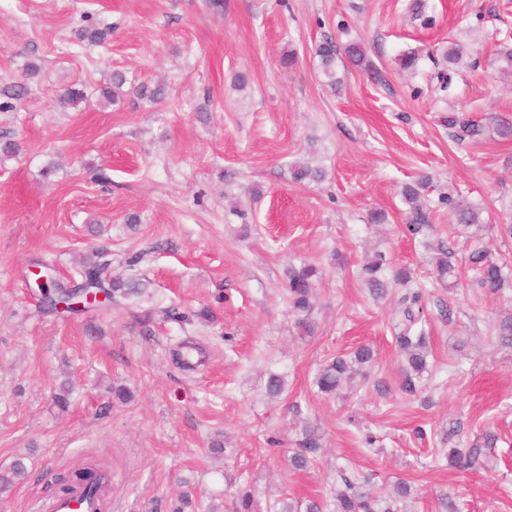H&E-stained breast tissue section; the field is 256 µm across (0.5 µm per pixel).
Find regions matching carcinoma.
Here are the masks:
<instances>
[{"instance_id":"cac0c4a2","label":"carcinoma","mask_w":512,"mask_h":512,"mask_svg":"<svg viewBox=\"0 0 512 512\" xmlns=\"http://www.w3.org/2000/svg\"><path fill=\"white\" fill-rule=\"evenodd\" d=\"M109 29H101L86 26L76 31V40L87 45H98L106 41ZM345 55L353 64L365 68L373 78H379L373 62L368 59L366 52L357 41H350L339 47L329 37H325L315 46L314 55L318 60L321 73L327 79L331 88H336L339 81L336 80V59L339 55ZM466 50L462 45H454L448 48V70L438 74V88L446 92L453 85L456 74L455 66L463 63ZM26 94V86L23 83L13 81L0 86V111L14 109V102L23 98ZM443 123L452 130L453 136L459 140L469 138L479 141L492 132L504 140L512 139V116L509 114H497L490 118V122L483 124L473 121L462 111H453L443 118ZM291 177L294 182L319 181L324 177V171L318 167L296 166L291 169ZM429 178L423 176L416 181L403 186L401 195L406 205L405 224L408 231L418 234L423 229L431 226L430 209L428 208L423 192L427 188ZM442 202L448 204V211L457 224L481 223V212L474 205L464 199L448 195L442 198ZM103 253H95V261L87 264L83 271V285L78 287L82 292L88 288L104 289L115 299L120 296L129 298L142 294L146 284L140 281H125L118 277H111L109 264L102 261ZM434 265L437 277L441 281L450 280L457 282L462 277L463 270L475 274L477 283L491 291L502 287L505 276L490 252L483 247H475L469 251L464 264H459L455 258V251L445 245L437 249L434 257ZM386 266V257L378 252L365 261L359 268L357 275L365 283L370 292L376 297L386 295L387 280L383 276ZM317 277V269L311 265H305L299 269H290L288 272V288L293 310L303 315L299 319L298 326L303 332L310 334L314 330V323L310 321L313 305L311 303L314 279ZM421 296L414 293L409 297V304L402 311L404 327L396 334L395 343L404 356L406 366L403 369L402 390L408 394L415 392L414 379L427 370L426 338L423 332L415 331L414 325L419 321L415 307L419 305ZM373 359V351L368 346H360L352 353L338 355L326 363L317 377V386L324 394H333L343 380L352 379L354 375L363 373V368ZM483 443L474 442L470 448L462 451L452 448L448 452L450 465L460 469H474L480 463L483 450L494 447L497 435L486 432L482 435ZM317 448L316 442L307 438L301 442V450L291 458V464L296 469L307 467V453ZM94 466L80 468L66 476L60 477L59 493L66 494L71 489L83 482L91 480ZM343 489L336 493L333 504L329 505L320 500L308 502L306 512H403L402 504L407 498L410 487L401 481L390 486L383 492H375L366 487L357 476L341 475ZM233 512H260L252 491L246 487L240 488L236 493Z\"/></svg>"}]
</instances>
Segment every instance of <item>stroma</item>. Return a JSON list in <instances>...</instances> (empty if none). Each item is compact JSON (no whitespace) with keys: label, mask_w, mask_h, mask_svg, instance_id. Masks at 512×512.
<instances>
[{"label":"stroma","mask_w":512,"mask_h":512,"mask_svg":"<svg viewBox=\"0 0 512 512\" xmlns=\"http://www.w3.org/2000/svg\"><path fill=\"white\" fill-rule=\"evenodd\" d=\"M0 0V82L20 81L23 101L0 112V512H28L61 474L97 460L112 470L120 512H230L249 483L262 512L283 497L332 501L347 473L375 489L411 484L407 512H512V140L451 137L441 119L512 113V78L498 44L512 42V0ZM111 28L101 47L76 29ZM363 43L382 75L349 62L326 86L313 55L323 37ZM467 47L451 96L435 95L446 49ZM415 51V69L399 64ZM120 100L102 105L113 71ZM250 77L242 91L236 73ZM164 81L154 105L140 83ZM85 87L75 105L60 97ZM207 110L209 121L197 113ZM322 168L294 182V164ZM105 172L106 183L94 179ZM426 174L432 227L405 228L400 190ZM482 210L455 224L443 194ZM383 211L384 224L370 215ZM137 223H128V216ZM490 250L508 277L496 293L473 277L451 288L434 247L466 256ZM103 250L113 276L144 279L143 294L79 314L48 310L31 270L78 280ZM404 268L408 287L374 298L357 277L365 255ZM313 264V334L297 326L287 271ZM422 295L428 369L401 389L394 340L406 290ZM450 319H442V307ZM370 346L365 376L333 395L314 383L339 354ZM285 390L268 397L269 374ZM386 392H378V385ZM132 393L120 402L113 387ZM70 389L60 412L53 399ZM497 433L478 469L450 466L448 451ZM306 468L289 458L306 435Z\"/></svg>","instance_id":"1"}]
</instances>
